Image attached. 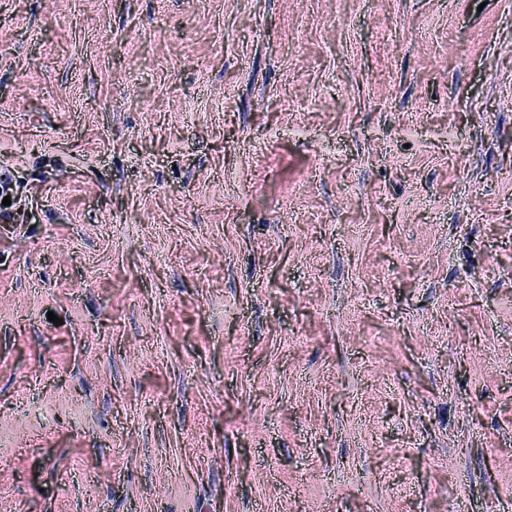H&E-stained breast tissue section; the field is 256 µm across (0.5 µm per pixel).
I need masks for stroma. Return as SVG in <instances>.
Masks as SVG:
<instances>
[{
	"label": "stroma",
	"instance_id": "obj_1",
	"mask_svg": "<svg viewBox=\"0 0 512 512\" xmlns=\"http://www.w3.org/2000/svg\"><path fill=\"white\" fill-rule=\"evenodd\" d=\"M0 512L512 505V0H0Z\"/></svg>",
	"mask_w": 512,
	"mask_h": 512
}]
</instances>
